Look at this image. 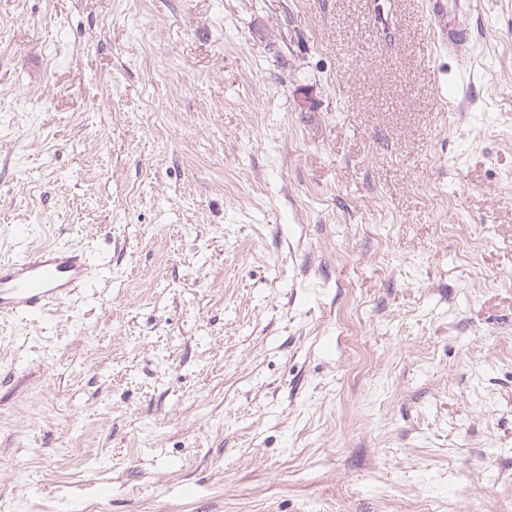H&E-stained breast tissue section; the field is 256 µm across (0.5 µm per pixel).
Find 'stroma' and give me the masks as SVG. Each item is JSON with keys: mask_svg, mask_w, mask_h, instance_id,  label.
Listing matches in <instances>:
<instances>
[{"mask_svg": "<svg viewBox=\"0 0 512 512\" xmlns=\"http://www.w3.org/2000/svg\"><path fill=\"white\" fill-rule=\"evenodd\" d=\"M0 0V512H512V0ZM432 47L458 65V82L448 98L457 100L468 93L471 59L468 17L471 0H428ZM468 77V80H467ZM91 274L89 258L52 246L0 264V314H24L69 298Z\"/></svg>", "mask_w": 512, "mask_h": 512, "instance_id": "35a3bbf8", "label": "stroma"}]
</instances>
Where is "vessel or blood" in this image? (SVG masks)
Listing matches in <instances>:
<instances>
[{
    "mask_svg": "<svg viewBox=\"0 0 512 512\" xmlns=\"http://www.w3.org/2000/svg\"><path fill=\"white\" fill-rule=\"evenodd\" d=\"M472 0H428L433 48L455 60L458 81L450 93L468 90L471 59L468 17ZM91 274L88 257L68 247L52 246L0 264V314H24L69 298Z\"/></svg>",
    "mask_w": 512,
    "mask_h": 512,
    "instance_id": "obj_1",
    "label": "vessel or blood"
}]
</instances>
